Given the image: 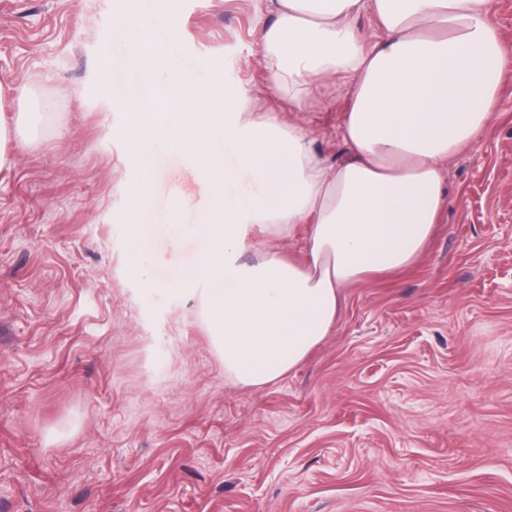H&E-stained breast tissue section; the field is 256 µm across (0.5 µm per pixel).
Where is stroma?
<instances>
[{
    "label": "stroma",
    "instance_id": "obj_1",
    "mask_svg": "<svg viewBox=\"0 0 512 512\" xmlns=\"http://www.w3.org/2000/svg\"><path fill=\"white\" fill-rule=\"evenodd\" d=\"M173 2L177 37L155 34L185 85L221 67L342 158L350 98L332 82L290 110L260 63L264 0ZM119 9L0 0V83L36 115L0 173V512H512V84L449 160L420 260L346 288L307 361L247 390L198 312L205 280L180 279L198 240L165 233L208 190L170 138L141 182L100 95L99 59L140 43Z\"/></svg>",
    "mask_w": 512,
    "mask_h": 512
}]
</instances>
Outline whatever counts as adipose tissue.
<instances>
[{"label":"adipose tissue","instance_id":"1","mask_svg":"<svg viewBox=\"0 0 512 512\" xmlns=\"http://www.w3.org/2000/svg\"><path fill=\"white\" fill-rule=\"evenodd\" d=\"M262 63L292 111L323 84L347 79L338 135L346 157L328 166L307 128L283 124L246 90L222 88L219 69L185 91L177 61L143 22L132 59L144 79L164 68L167 89L150 110L127 112L128 160L148 179L149 145L178 130L212 207L196 224L198 257L183 282L206 280L201 314L216 336L224 375L263 389L302 365L336 326L343 288L413 266L448 205L445 165L480 141L512 82V46L494 22L495 0H267ZM375 20L366 46L355 21ZM248 177L258 194L239 200ZM303 232L302 260L281 241ZM273 244L244 260L253 238Z\"/></svg>","mask_w":512,"mask_h":512}]
</instances>
